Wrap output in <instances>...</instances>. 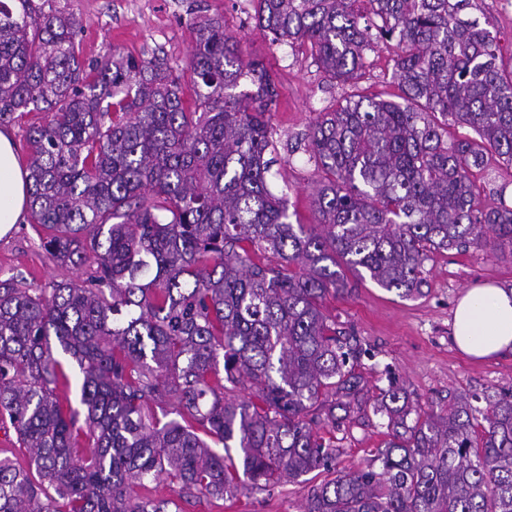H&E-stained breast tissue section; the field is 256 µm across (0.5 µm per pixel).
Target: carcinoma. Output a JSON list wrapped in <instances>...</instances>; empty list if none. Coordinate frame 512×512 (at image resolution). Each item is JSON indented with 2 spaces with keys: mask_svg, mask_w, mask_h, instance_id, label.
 <instances>
[{
  "mask_svg": "<svg viewBox=\"0 0 512 512\" xmlns=\"http://www.w3.org/2000/svg\"><path fill=\"white\" fill-rule=\"evenodd\" d=\"M8 2L0 124L45 113L26 136L30 218L57 265L86 271L0 279V423L28 454L0 457V512H168L134 488L233 499L333 471L319 431L371 405L348 367L360 345L324 312L341 266L408 298L438 253L512 248V207L481 204L469 177L489 154L512 166V70L490 21L465 16L476 0H253L273 43H308L342 83L365 77L372 41L397 49L403 102L352 94L296 138L322 173L314 224L268 186L274 84L221 20L193 22L189 108L165 59L114 53L92 75L73 16ZM52 336L83 374L82 426ZM239 385L249 398H227ZM371 406L392 438L303 512H512V388L421 416L391 381Z\"/></svg>",
  "mask_w": 512,
  "mask_h": 512,
  "instance_id": "carcinoma-1",
  "label": "carcinoma"
}]
</instances>
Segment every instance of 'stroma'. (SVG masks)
Masks as SVG:
<instances>
[{
	"mask_svg": "<svg viewBox=\"0 0 512 512\" xmlns=\"http://www.w3.org/2000/svg\"><path fill=\"white\" fill-rule=\"evenodd\" d=\"M43 10L73 15L80 22L76 37L80 60L96 65L113 53L136 58L159 56L181 80L186 101L194 90L188 69L195 44L193 22L199 17L223 21L245 58L262 61L277 88L270 123L279 142V172L269 182L272 192L287 191L301 223L315 221L314 193L319 175L303 152H289L286 143L308 130L318 113L353 90L397 100L395 49L378 43L366 51L367 75L359 87L330 78L305 45L275 44L254 19L252 0H34ZM478 8L495 23L503 69L512 68V0H479ZM482 204L512 206V166L489 157L473 170ZM42 231L31 223L0 237V276H17L30 287L78 277L75 269L57 266L41 245ZM426 282L419 295L399 297L371 281L351 280L349 289L328 297L326 308L338 326L359 339L364 352L354 370L371 395L396 378L414 406L421 410L444 405L452 391L481 394L512 387V354L475 359L461 353L451 338L454 306L465 290L489 281L512 287V250L470 247L436 255L426 262ZM387 420L378 414L336 432L340 472L364 467L368 451L387 438ZM309 483H286L236 499H182L177 484L167 480L136 488V495L176 502L180 512H302Z\"/></svg>",
	"mask_w": 512,
	"mask_h": 512,
	"instance_id": "stroma-1",
	"label": "stroma"
}]
</instances>
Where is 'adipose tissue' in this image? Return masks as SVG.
Wrapping results in <instances>:
<instances>
[{
  "instance_id": "obj_1",
  "label": "adipose tissue",
  "mask_w": 512,
  "mask_h": 512,
  "mask_svg": "<svg viewBox=\"0 0 512 512\" xmlns=\"http://www.w3.org/2000/svg\"><path fill=\"white\" fill-rule=\"evenodd\" d=\"M29 173L11 135L0 129V237L24 223L30 208ZM453 339L461 352L486 358L512 351V287L483 284L467 289L453 314Z\"/></svg>"
}]
</instances>
